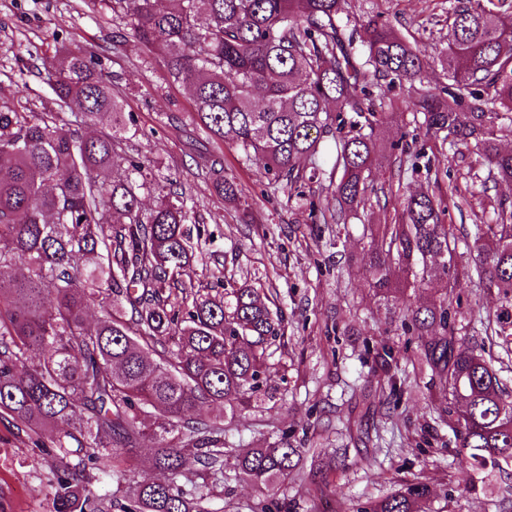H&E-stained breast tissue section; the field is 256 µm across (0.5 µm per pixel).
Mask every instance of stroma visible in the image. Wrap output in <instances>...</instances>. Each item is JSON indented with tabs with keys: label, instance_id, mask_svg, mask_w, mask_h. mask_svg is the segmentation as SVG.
Returning a JSON list of instances; mask_svg holds the SVG:
<instances>
[{
	"label": "stroma",
	"instance_id": "stroma-1",
	"mask_svg": "<svg viewBox=\"0 0 512 512\" xmlns=\"http://www.w3.org/2000/svg\"><path fill=\"white\" fill-rule=\"evenodd\" d=\"M343 7L353 19L381 13L430 56L448 40V0H344ZM62 47L103 56L114 90L133 114L122 148L151 162L144 211L154 209L169 182L185 190L206 245L202 259L183 270V281L206 284L220 264L234 280H259L282 313L269 377L240 417L226 423L223 476L203 479L187 471L185 489L204 486L209 512H260L271 500L286 503L287 512H348L417 477L434 491L427 512H512L503 479L469 491L470 471L454 461L452 432L436 422L430 401L406 393L394 402L364 400L374 386L368 348L404 346L403 310L436 296L431 288H410L379 301L361 260L369 245L364 225L394 223L404 196L424 185L451 193L447 221L461 234L491 218L497 200L512 198V185H485L487 168L470 171L467 149L452 153L429 139L421 117L405 108L408 97L446 84L440 66L428 69L413 88L395 90L377 131L382 152L376 183H390L402 162L417 163V173L390 184L371 212L349 217L334 232L310 217L311 204L325 198L321 183L302 181L299 193L289 194L257 166L242 163L231 142L210 139L194 122L189 92L169 82L162 63L115 21L106 0H0V102L23 112L54 111L43 62ZM23 85L28 92L21 96L16 89ZM215 159L238 183L239 200L226 201L214 191ZM283 436L310 449L299 472L269 491L237 476V449ZM152 454V442L140 441L124 457L123 481L93 471L89 489L109 495L111 512H121L135 481L164 479L151 466ZM328 467L336 469V478L321 493L314 474ZM51 468V459L25 432L0 420V512H50Z\"/></svg>",
	"mask_w": 512,
	"mask_h": 512
}]
</instances>
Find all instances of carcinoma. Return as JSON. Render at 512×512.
Segmentation results:
<instances>
[{"mask_svg":"<svg viewBox=\"0 0 512 512\" xmlns=\"http://www.w3.org/2000/svg\"><path fill=\"white\" fill-rule=\"evenodd\" d=\"M112 14L158 58L174 83L188 86L200 128L232 140L241 160L291 188L301 163L317 164L330 137L323 224H344L378 198L371 179L391 93L422 81L431 62L448 88L425 90L408 108L423 115L425 135L451 149L474 145L475 164L512 184V149L499 147L495 123L512 114V5L457 0L448 45L430 57L381 15L355 22L344 37L343 0H111ZM54 101L80 109L75 122L101 115L111 129L87 140L58 112H20L0 105V418L24 430L52 458V512H107L85 476L119 472L122 454L144 438L155 445L163 482L136 483L123 512H208L205 496L180 484L188 466L224 475V426L201 415L214 405L246 406L267 378L268 352L281 319L259 289L233 282L212 295L179 279L193 256L186 197L170 189L143 214L146 162L116 152L134 117L112 90L101 59L65 48L44 61ZM110 170L112 181L99 180ZM224 199L238 184L213 180ZM448 195L422 188L402 201L398 222L372 235L362 261L379 300L438 286L425 307L406 309L416 341L408 355L375 353L379 391L397 392L392 369L405 360L429 380L410 392L434 402L452 422L458 464L472 483L512 474V389L477 342L465 346L454 307L458 275L495 288L501 307L473 320V333L498 336L512 352V203L498 202L490 224L474 225L469 256L457 251L444 221ZM102 308L93 329L86 312ZM158 345V358L147 346ZM164 419L147 435L141 415ZM49 431L50 444L41 440ZM305 449L288 435L271 448H242L238 473L270 487L294 473ZM431 489L410 480L394 494L370 498L355 512H425Z\"/></svg>","mask_w":512,"mask_h":512,"instance_id":"cac0c4a2","label":"carcinoma"}]
</instances>
